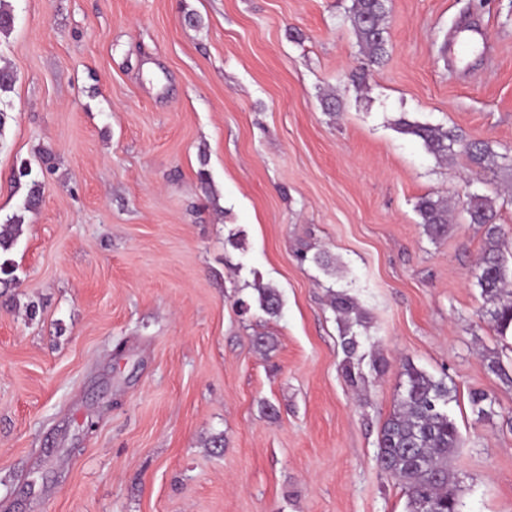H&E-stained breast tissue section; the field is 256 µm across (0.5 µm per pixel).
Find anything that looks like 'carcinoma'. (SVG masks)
I'll return each mask as SVG.
<instances>
[{"label":"carcinoma","instance_id":"1","mask_svg":"<svg viewBox=\"0 0 512 512\" xmlns=\"http://www.w3.org/2000/svg\"><path fill=\"white\" fill-rule=\"evenodd\" d=\"M386 0H353L350 22L368 64L379 63L388 44ZM397 130L422 142L425 150L443 162L457 153L483 167L489 147L468 139L458 129H445L401 116ZM421 224L433 237L448 232V201L442 197H422L416 203ZM466 219L485 229L486 247L477 263L476 279L482 293L492 302L489 311L493 325L502 333L512 326V271L500 255L502 229L496 224V200L472 196L463 207ZM23 233L18 216L0 224V253L8 252ZM259 307L269 316L281 310L277 288L258 289ZM329 303L342 325L341 345L344 359L341 371L355 385L363 375L356 361L359 341L353 327L362 325L357 302L343 292L329 294ZM406 380L398 394L397 409L386 419L378 438L376 462L385 473L399 479L407 497L405 512H462L461 487L448 470V460L461 447L460 435L448 414L453 389L444 378H435L411 365L405 368ZM469 399L473 411L482 419L492 412L495 400L482 389H472Z\"/></svg>","mask_w":512,"mask_h":512}]
</instances>
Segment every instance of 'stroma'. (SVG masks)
I'll return each instance as SVG.
<instances>
[{
	"label": "stroma",
	"instance_id": "1",
	"mask_svg": "<svg viewBox=\"0 0 512 512\" xmlns=\"http://www.w3.org/2000/svg\"><path fill=\"white\" fill-rule=\"evenodd\" d=\"M8 3L0 221L23 233L0 291V512H405L376 454L408 364L456 390L463 512H512V331L474 277L484 230L435 240L415 209L496 198L512 268V0H389L360 87L352 0ZM402 115L493 156L439 164ZM332 289L366 316L356 387Z\"/></svg>",
	"mask_w": 512,
	"mask_h": 512
}]
</instances>
